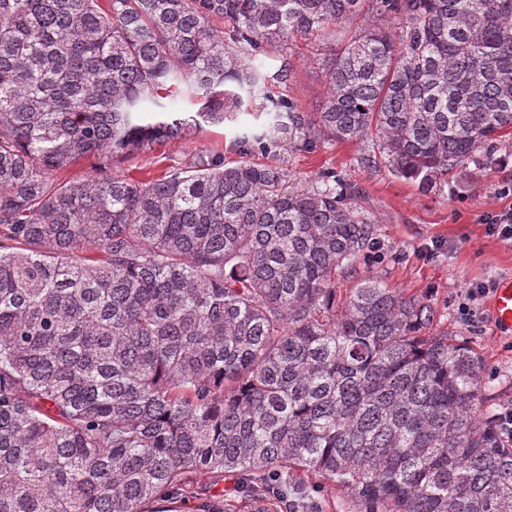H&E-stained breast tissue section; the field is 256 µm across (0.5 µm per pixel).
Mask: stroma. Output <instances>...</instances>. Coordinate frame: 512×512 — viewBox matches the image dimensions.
Returning <instances> with one entry per match:
<instances>
[{"label": "stroma", "mask_w": 512, "mask_h": 512, "mask_svg": "<svg viewBox=\"0 0 512 512\" xmlns=\"http://www.w3.org/2000/svg\"><path fill=\"white\" fill-rule=\"evenodd\" d=\"M263 61L271 73L282 62H289V95L303 110H317L326 94L330 52L301 43L288 57L273 51ZM229 137L227 127L206 125L190 139L167 143L141 157H86L70 174L75 177L102 166L125 175L159 174L169 166L188 163L201 150L226 152ZM364 153L362 144L352 142L311 152L281 151L285 166L302 182L335 172L350 187L351 205L375 224L381 259L361 262L354 275L338 278L337 296H344L356 280L374 277L406 294L428 299L441 311L442 327L481 356L486 396L494 411L512 405V331L498 329L489 301H482L468 324L460 321L457 311L470 284L512 275V242L488 236L483 224L486 215L512 207V195L499 192L512 177L501 169L502 159L512 155V137L493 143L484 165L453 171L443 193L431 195L397 178L384 164L368 166ZM297 483L302 495L316 501L321 512H359L351 497L325 485L318 475L299 474Z\"/></svg>", "instance_id": "35a3bbf8"}]
</instances>
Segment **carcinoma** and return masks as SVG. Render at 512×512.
<instances>
[{
	"instance_id": "obj_1",
	"label": "carcinoma",
	"mask_w": 512,
	"mask_h": 512,
	"mask_svg": "<svg viewBox=\"0 0 512 512\" xmlns=\"http://www.w3.org/2000/svg\"><path fill=\"white\" fill-rule=\"evenodd\" d=\"M356 20L317 111L268 92L288 49ZM174 87L201 111L144 117ZM258 96L233 163L60 177ZM506 136L512 0H0V512H182L198 472L246 477L248 512H277L301 472L360 512H512L480 355L377 278L336 311L374 223L277 154L370 143L365 163L430 194Z\"/></svg>"
}]
</instances>
